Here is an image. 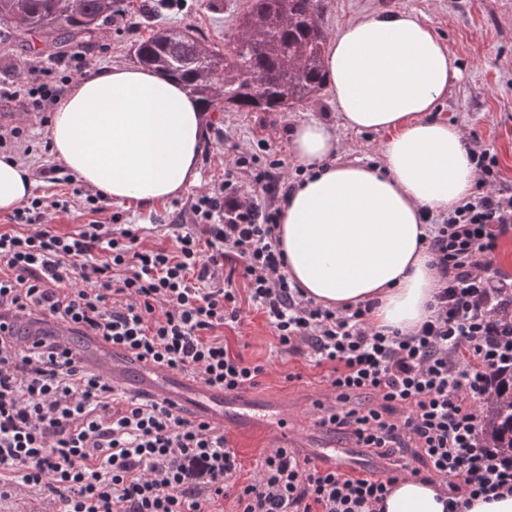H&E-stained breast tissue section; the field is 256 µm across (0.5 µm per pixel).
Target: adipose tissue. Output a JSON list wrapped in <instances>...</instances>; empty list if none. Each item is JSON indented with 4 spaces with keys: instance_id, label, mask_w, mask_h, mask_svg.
<instances>
[{
    "instance_id": "adipose-tissue-1",
    "label": "adipose tissue",
    "mask_w": 512,
    "mask_h": 512,
    "mask_svg": "<svg viewBox=\"0 0 512 512\" xmlns=\"http://www.w3.org/2000/svg\"><path fill=\"white\" fill-rule=\"evenodd\" d=\"M454 57L418 15L381 11L348 23L324 57L323 83L345 128L386 133L381 164L337 161L325 122L293 127L290 148L308 176L281 205L286 273L305 297L343 309L371 301L372 321L405 332L430 314L439 277L423 244V209L467 198L474 170L465 134L433 119L458 79ZM209 116L178 83L114 65L74 84L49 130L56 159L116 202L167 201L199 178ZM26 167L0 160V211L31 194ZM385 512H445L434 484L398 481Z\"/></svg>"
}]
</instances>
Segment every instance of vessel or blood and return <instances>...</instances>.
<instances>
[{
    "instance_id": "b4317fda",
    "label": "vessel or blood",
    "mask_w": 512,
    "mask_h": 512,
    "mask_svg": "<svg viewBox=\"0 0 512 512\" xmlns=\"http://www.w3.org/2000/svg\"><path fill=\"white\" fill-rule=\"evenodd\" d=\"M13 331L21 335L58 337L67 347L77 348V359L87 370L102 375L115 387L159 400L187 418L219 428L229 426L240 432L271 434L274 446L306 449L308 456L324 467L341 470L350 467L354 459L352 449L335 439H326L320 447L311 448L306 435L276 425V417L284 412L286 402L278 401L270 406L255 403L245 391L212 387L191 373L157 368L113 349L102 337L82 335L72 326L37 316L15 319Z\"/></svg>"
}]
</instances>
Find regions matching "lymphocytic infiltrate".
<instances>
[{
	"label": "lymphocytic infiltrate",
	"mask_w": 512,
	"mask_h": 512,
	"mask_svg": "<svg viewBox=\"0 0 512 512\" xmlns=\"http://www.w3.org/2000/svg\"><path fill=\"white\" fill-rule=\"evenodd\" d=\"M32 68L0 98L41 112L60 94ZM475 190L448 213H428L425 243L440 279L431 314L413 332L372 325L374 302L342 312L304 298L290 283L276 234L281 201L303 174L278 159L234 156L267 202L233 178L201 194L194 221L171 224L170 245L147 247L142 229L105 218L102 193L86 195L87 223L62 231L35 197L0 224V501L50 512H383L407 476L440 477L448 512L460 492L491 501L512 491V455L480 427L479 404L512 371V276L493 257L512 235V181L496 152L472 139ZM266 316L277 348L305 352L332 392L316 422L387 459L386 469L345 474L290 448L268 451L256 476L223 431L155 400L128 395L80 367L53 336L6 333L9 319L37 313L94 333L160 368L225 389L257 385L264 365L228 352L222 330L241 323L235 279Z\"/></svg>",
	"instance_id": "obj_1"
}]
</instances>
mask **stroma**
Masks as SVG:
<instances>
[{
	"mask_svg": "<svg viewBox=\"0 0 512 512\" xmlns=\"http://www.w3.org/2000/svg\"><path fill=\"white\" fill-rule=\"evenodd\" d=\"M247 6V0H173L166 8L153 10L149 0H120L111 25L100 30L84 55L93 72L113 64L133 63L134 45L157 28L192 30L206 49L222 51ZM380 11L416 13L455 56L460 78L438 102L434 116L459 126L464 133L475 134L496 151L505 178L512 180V0H327L321 24L327 35L333 36L351 20ZM41 43V37L34 35L28 46H21L11 23L0 20L1 85L24 80L27 66L34 60L49 69L54 83L68 85L78 80L69 56L35 53V46ZM311 120L326 122L335 129L340 141L337 161H378L384 134L344 128L329 90H321L314 99L285 112H241L228 107L213 115L209 143L199 166V184L153 205L109 201L106 212L121 224L146 225V244L162 243L156 225L191 223L196 195L223 183L235 152L252 150L257 142H265L270 156L282 160V174L293 173L297 162L290 151L289 132ZM224 345L231 354L266 366V374L251 390L257 402L287 400L292 420L311 424L313 401L328 395L321 379L323 371L303 355L279 352L274 332L260 312L246 307L242 324L225 327ZM290 373L296 374V381H287ZM224 434L242 462L237 480L252 479L257 460L271 448L269 435L229 428Z\"/></svg>",
	"mask_w": 512,
	"mask_h": 512,
	"instance_id": "35a3bbf8",
	"label": "stroma"
}]
</instances>
